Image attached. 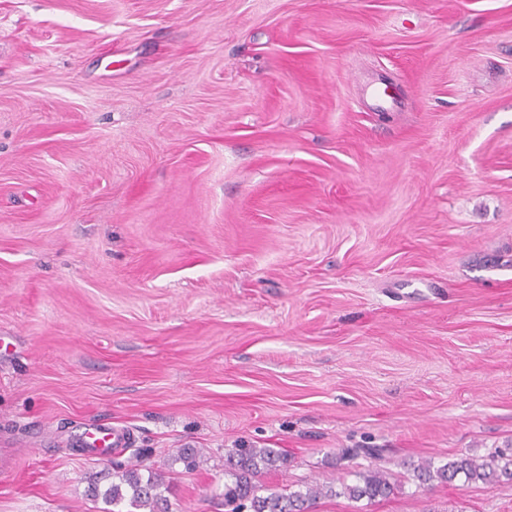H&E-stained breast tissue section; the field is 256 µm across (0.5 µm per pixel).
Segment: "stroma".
I'll return each mask as SVG.
<instances>
[{
    "instance_id": "1",
    "label": "stroma",
    "mask_w": 512,
    "mask_h": 512,
    "mask_svg": "<svg viewBox=\"0 0 512 512\" xmlns=\"http://www.w3.org/2000/svg\"><path fill=\"white\" fill-rule=\"evenodd\" d=\"M241 443L512 512L413 477L512 448V0H0V512H224ZM130 444V437L124 432H118L108 427H97L85 433L78 447L80 448H101L109 451L113 448H123ZM110 453V454H111ZM112 474V483L103 494L94 486L90 489V496L98 498L100 495L106 503L117 507L127 504V510H114L113 512H169L168 499L164 495L169 486L161 472L147 471V476L141 473L138 464H131Z\"/></svg>"
}]
</instances>
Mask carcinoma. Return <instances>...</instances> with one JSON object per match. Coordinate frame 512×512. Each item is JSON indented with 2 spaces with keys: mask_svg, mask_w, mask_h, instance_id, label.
<instances>
[{
  "mask_svg": "<svg viewBox=\"0 0 512 512\" xmlns=\"http://www.w3.org/2000/svg\"><path fill=\"white\" fill-rule=\"evenodd\" d=\"M288 461L282 448H236L227 459L229 480L224 482L225 512H311L312 505L322 497L338 494L358 501L385 499L395 487L380 470L355 473L356 481L341 483V491L332 484L308 485L291 490L259 484L256 478L264 471L276 470ZM414 477L420 485L434 481L452 483L464 478L466 483L493 482L501 478L512 481V456L496 454L483 459L462 456L441 466L422 462L414 468ZM169 486L161 472L141 473L137 464H131L112 474V483L105 491L94 486L93 498L103 497L117 507L127 505L125 512H169L165 493Z\"/></svg>",
  "mask_w": 512,
  "mask_h": 512,
  "instance_id": "obj_1",
  "label": "carcinoma"
}]
</instances>
